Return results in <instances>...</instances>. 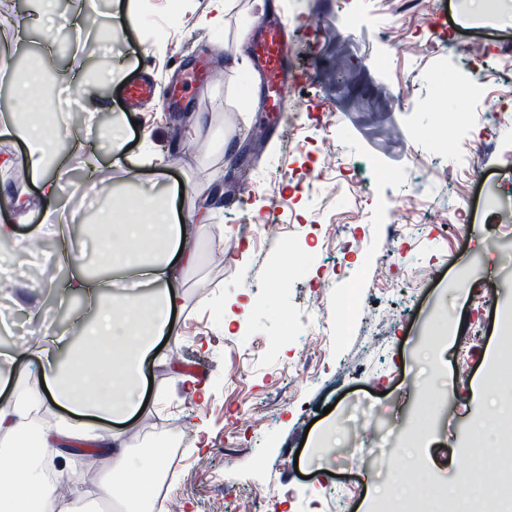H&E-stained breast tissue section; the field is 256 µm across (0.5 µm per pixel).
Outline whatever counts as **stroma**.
Masks as SVG:
<instances>
[{
	"label": "stroma",
	"mask_w": 512,
	"mask_h": 512,
	"mask_svg": "<svg viewBox=\"0 0 512 512\" xmlns=\"http://www.w3.org/2000/svg\"><path fill=\"white\" fill-rule=\"evenodd\" d=\"M1 4L10 73L36 67L47 94L66 86L108 103L93 125H69L60 109L51 127L61 199L76 218L70 234L91 263H103L91 227L112 205L135 207L159 185L182 188L180 215L210 209L198 264L180 284L181 342L172 362H147L152 390L128 424L132 454L180 449L166 512H371L370 501L396 482L418 484L423 471L456 483L460 455L480 450L496 460L487 488H512V452L501 450L497 427L500 404L512 402V370L490 367L512 341L489 306L512 304V256L489 234L464 241L422 222L394 241L377 226L383 202L426 213L465 198L472 224L496 221L483 200L512 181V126L485 148V179L466 185L456 154L473 119L452 74L485 66L490 89L512 90V0H500L496 16L470 19L467 0H236L220 32L200 23L211 0H141L131 18L115 15L112 0H56L51 13L42 0ZM275 10L296 26L290 62L303 79L268 125L250 46L236 39L252 15ZM430 28L435 49L413 51ZM462 42L484 55L459 52ZM379 56L389 70L373 66ZM146 75L159 97L125 101V84ZM175 80L177 124L164 96ZM292 112L308 113L302 130ZM75 138L111 172V198L98 199L82 178L87 159L71 149ZM328 141L358 163L360 197L340 173L315 177L314 153ZM32 150L0 135V159L12 161L0 170V224L25 237L46 210ZM268 221L283 224L281 235L252 242L250 225ZM331 232L360 244L337 254ZM54 250L42 241L44 282L0 279V295L23 305L14 327L0 330V352L33 345L27 310L45 311L71 342L87 321L80 299L60 300L68 271ZM243 333L255 346L239 345ZM253 406L262 409L257 426L225 447L240 411ZM346 456L354 467L342 466ZM228 489L237 501L225 502Z\"/></svg>",
	"instance_id": "1"
}]
</instances>
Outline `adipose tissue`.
Wrapping results in <instances>:
<instances>
[{
	"mask_svg": "<svg viewBox=\"0 0 512 512\" xmlns=\"http://www.w3.org/2000/svg\"><path fill=\"white\" fill-rule=\"evenodd\" d=\"M47 166L44 152H37L32 176L49 205L42 233L56 236L58 262L73 268L63 284L64 296L82 298L92 318L66 363H58L54 347H42L48 367L47 392L22 385V355L12 356L8 373L0 372V512H39L41 503L56 494V484L47 479L46 470L70 462L74 450L82 446L112 459L113 466L102 480L103 492H111L119 483L134 498H151L152 478L163 467V453L134 456L123 433L112 431L110 425L140 412L143 367L155 358L158 342L164 339L176 345L181 341L180 331L170 325L177 285L193 268L196 241L207 228V211L183 217L169 201L154 197L141 203L146 218L116 215L99 232L100 239L112 245L108 271L135 280L138 289L109 292L108 281L85 269L68 235L56 232L53 218L61 209L60 183L45 176ZM43 407L65 409L85 422L36 426L35 413Z\"/></svg>",
	"mask_w": 512,
	"mask_h": 512,
	"instance_id": "1",
	"label": "adipose tissue"
}]
</instances>
